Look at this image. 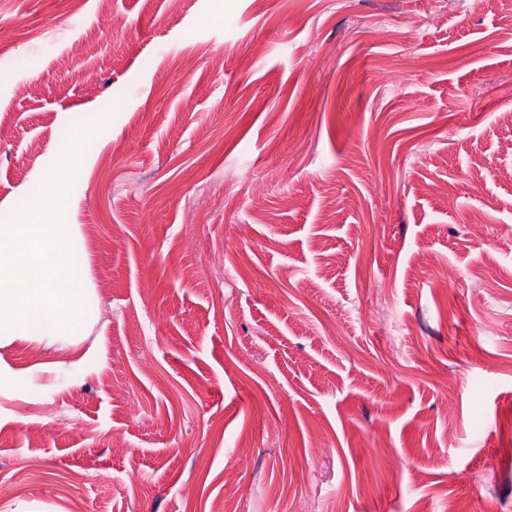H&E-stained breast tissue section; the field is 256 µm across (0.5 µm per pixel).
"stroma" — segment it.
Listing matches in <instances>:
<instances>
[{
  "mask_svg": "<svg viewBox=\"0 0 512 512\" xmlns=\"http://www.w3.org/2000/svg\"><path fill=\"white\" fill-rule=\"evenodd\" d=\"M0 37V214L108 117L80 337L0 346V512H512V0H0Z\"/></svg>",
  "mask_w": 512,
  "mask_h": 512,
  "instance_id": "stroma-1",
  "label": "stroma"
}]
</instances>
